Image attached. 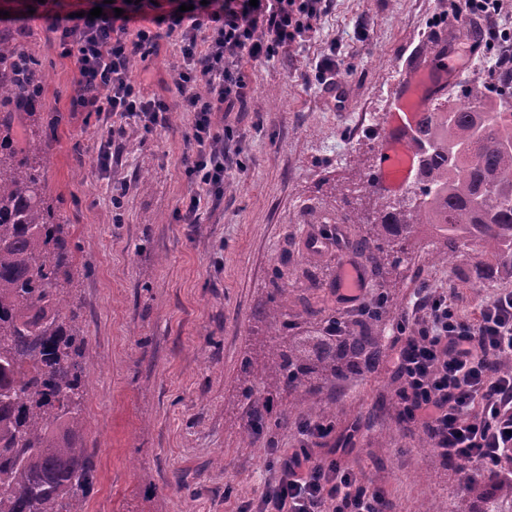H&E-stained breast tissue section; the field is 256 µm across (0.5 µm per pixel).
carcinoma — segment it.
<instances>
[{"label": "carcinoma", "mask_w": 512, "mask_h": 512, "mask_svg": "<svg viewBox=\"0 0 512 512\" xmlns=\"http://www.w3.org/2000/svg\"><path fill=\"white\" fill-rule=\"evenodd\" d=\"M46 73L37 60L0 34V512H87L93 467L84 448L83 378L92 364L79 305L68 224L48 193L43 136L16 123L37 97ZM419 178L402 198L377 197L371 216L353 211L346 224H366L360 245L375 268H396L420 227L436 231L430 259L459 248L490 254L476 279L512 275V106L501 95L471 90L464 100L426 116L415 138ZM276 288L261 313L269 341L241 364L240 396L252 407L247 435L272 431L268 397L311 391L375 364L379 337L367 317L360 330L336 335L324 320L310 348L288 322ZM264 380L266 396L252 379Z\"/></svg>", "instance_id": "carcinoma-1"}]
</instances>
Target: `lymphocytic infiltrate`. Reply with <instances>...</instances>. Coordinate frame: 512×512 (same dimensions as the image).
Segmentation results:
<instances>
[{
  "label": "lymphocytic infiltrate",
  "instance_id": "lymphocytic-infiltrate-1",
  "mask_svg": "<svg viewBox=\"0 0 512 512\" xmlns=\"http://www.w3.org/2000/svg\"><path fill=\"white\" fill-rule=\"evenodd\" d=\"M44 2L49 31L77 66L74 109L102 118L98 154L105 165L113 117L137 120L147 132L168 125V103L137 83L130 62L148 60L162 40L175 38L181 68L174 83L183 111L195 115L183 163L200 189L182 219L196 224L202 200L223 193L225 171L242 164L230 148L233 128L216 127L212 117L246 101L243 61L273 57L301 40L326 0H167L168 11L150 27L142 20L152 0H88L102 10L94 19L71 15L62 0ZM414 305L425 310V321H401L389 353L406 418L429 435L436 454L465 468L479 464L484 478L512 481V374L494 365L512 354V290L497 292L472 321L426 288ZM322 436L321 424L302 423L296 447L277 456L261 497L242 502L238 512H386L377 491L336 460L315 457Z\"/></svg>",
  "mask_w": 512,
  "mask_h": 512
}]
</instances>
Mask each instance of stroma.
I'll use <instances>...</instances> for the list:
<instances>
[{
    "mask_svg": "<svg viewBox=\"0 0 512 512\" xmlns=\"http://www.w3.org/2000/svg\"><path fill=\"white\" fill-rule=\"evenodd\" d=\"M0 10L25 13L24 47L47 72L34 109L47 124L48 189L70 225L78 266L76 293L93 355L83 384L84 445L95 479L88 512H236L257 499L275 469L273 449L295 445L293 425L245 437L250 406L239 395L240 365L266 325L257 311L282 287L288 319L301 330L328 316L354 324L359 315L336 300V284L357 263L369 294L391 304L372 332L390 348L399 321L421 284L454 299L466 319L498 289L501 275L477 289L483 256L427 260L433 235L422 229L408 259L374 269L355 247L363 228L343 223L352 208L371 212L372 199L353 188L375 165L388 103L413 51L439 35L466 41L468 21L454 0H328L308 36L273 59L245 66L251 94L226 122L238 134L242 168L224 175V193L203 204L200 223L182 215L197 186L182 162L193 113L179 106L168 66L176 47L163 43L133 76L170 106L166 128L145 133L132 121L112 151L98 158L100 121L76 112L75 61L61 55L35 0H0ZM336 62V82L320 64ZM150 155L140 172L136 162ZM127 186L121 213L112 186ZM340 186L336 197L327 184ZM328 208L339 225L311 223ZM400 381L387 360L320 392L277 395L272 416L301 419L308 404L330 418L333 433L315 446L320 459L343 464L388 503V512H471L488 491L485 480L463 488L455 460L437 456L410 424L398 398Z\"/></svg>",
    "mask_w": 512,
    "mask_h": 512,
    "instance_id": "35a3bbf8",
    "label": "stroma"
}]
</instances>
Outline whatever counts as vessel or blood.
I'll return each instance as SVG.
<instances>
[{
    "label": "vessel or blood",
    "mask_w": 512,
    "mask_h": 512,
    "mask_svg": "<svg viewBox=\"0 0 512 512\" xmlns=\"http://www.w3.org/2000/svg\"><path fill=\"white\" fill-rule=\"evenodd\" d=\"M462 68L446 40H439L434 55L415 54L406 77L392 96L390 118L382 128L389 144L379 156L372 180L387 192L399 190L416 177L414 137L419 122L432 105L446 96L448 86L457 82Z\"/></svg>",
    "instance_id": "vessel-or-blood-1"
}]
</instances>
